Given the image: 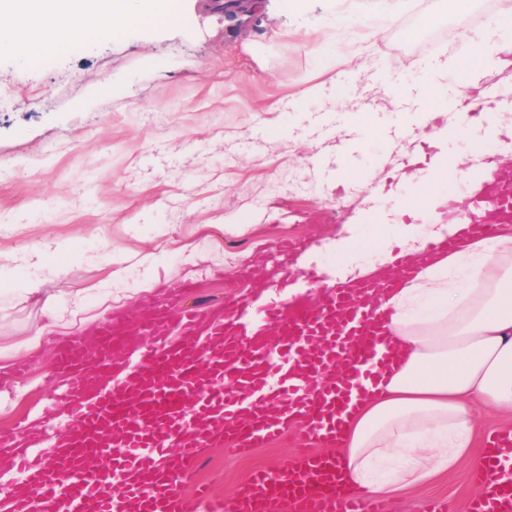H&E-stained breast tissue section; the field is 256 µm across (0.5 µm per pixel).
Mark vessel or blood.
<instances>
[{
  "mask_svg": "<svg viewBox=\"0 0 512 512\" xmlns=\"http://www.w3.org/2000/svg\"><path fill=\"white\" fill-rule=\"evenodd\" d=\"M489 213L512 217V196L475 197L462 235L494 236ZM374 289L206 306L173 294L60 346L53 412H77L78 425L51 456L21 460L26 491L12 512H29L34 497L41 512H185L181 489L200 448L246 455L296 422L304 443L286 466L253 471L228 499L197 485L195 512H388L382 499L349 492L325 454L393 356ZM46 439L23 425L0 434V447ZM483 454V493L469 512H512V434H492Z\"/></svg>",
  "mask_w": 512,
  "mask_h": 512,
  "instance_id": "obj_1",
  "label": "vessel or blood"
}]
</instances>
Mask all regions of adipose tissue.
<instances>
[{
	"instance_id": "ef3b65f1",
	"label": "adipose tissue",
	"mask_w": 512,
	"mask_h": 512,
	"mask_svg": "<svg viewBox=\"0 0 512 512\" xmlns=\"http://www.w3.org/2000/svg\"><path fill=\"white\" fill-rule=\"evenodd\" d=\"M172 0H0V52L19 57L55 53L74 38L100 32L101 20L114 28L162 24L173 17ZM512 55V14L493 18L478 34H463L461 50L436 68L456 77L453 91L418 87L423 119L437 115L445 101L460 107L457 134L469 152L454 157L450 170L467 175V193L480 194L491 171L512 160V118L503 103L467 99L483 71L503 66ZM494 150H486V142ZM446 169V170H449ZM437 169L432 180L442 179ZM377 222L382 245L373 262H360L356 224L325 242L340 260L328 272L330 285L362 279L384 282L397 258L408 271L398 288L378 294L389 339L400 356L373 396L362 401L343 430L339 457L348 487L385 498L431 481L471 457L477 407L512 414V225L492 239L465 238L458 250L418 260L428 242H442L452 227L430 224L425 234L403 223Z\"/></svg>"
}]
</instances>
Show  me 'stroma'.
<instances>
[{"label":"stroma","mask_w":512,"mask_h":512,"mask_svg":"<svg viewBox=\"0 0 512 512\" xmlns=\"http://www.w3.org/2000/svg\"><path fill=\"white\" fill-rule=\"evenodd\" d=\"M255 2L258 23L239 30L214 0H177L164 25L30 59L0 54V365L29 364L0 383V431L44 410L56 344L84 329L74 299L92 309L109 291L112 314L125 315L175 287L201 305L248 295L240 269L277 265L280 239L334 237L375 187L409 201L410 166L429 180L439 150L415 109L376 112L359 132L350 117L384 97L383 75L417 84L424 60L457 50L460 22L442 0H405L373 39L364 22L326 27L352 0ZM186 239L207 248L204 262L183 265ZM39 331L42 346L24 348ZM300 441L292 427L244 459L210 449L196 477L232 496ZM473 469L460 461L389 499V512L431 498L468 512L482 491Z\"/></svg>","instance_id":"stroma-1"}]
</instances>
